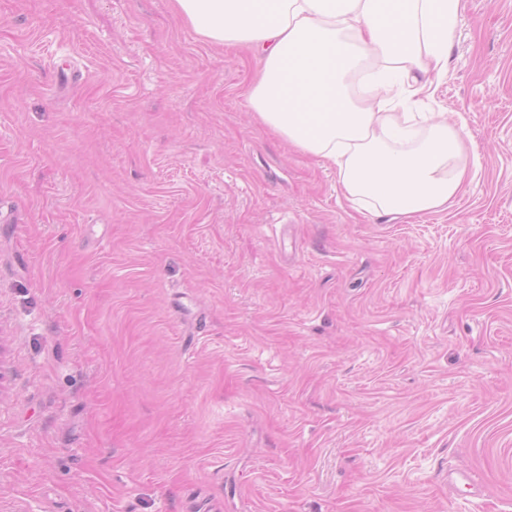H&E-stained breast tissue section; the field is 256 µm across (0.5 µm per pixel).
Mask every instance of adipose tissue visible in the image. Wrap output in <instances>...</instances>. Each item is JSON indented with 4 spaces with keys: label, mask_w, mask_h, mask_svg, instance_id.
Segmentation results:
<instances>
[{
    "label": "adipose tissue",
    "mask_w": 512,
    "mask_h": 512,
    "mask_svg": "<svg viewBox=\"0 0 512 512\" xmlns=\"http://www.w3.org/2000/svg\"><path fill=\"white\" fill-rule=\"evenodd\" d=\"M204 42L261 60L257 120L336 169L350 204L402 219L445 208L473 180L465 120L410 109L448 74L461 0H171Z\"/></svg>",
    "instance_id": "ef3b65f1"
}]
</instances>
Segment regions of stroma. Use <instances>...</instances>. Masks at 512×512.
<instances>
[{"label": "stroma", "instance_id": "obj_1", "mask_svg": "<svg viewBox=\"0 0 512 512\" xmlns=\"http://www.w3.org/2000/svg\"><path fill=\"white\" fill-rule=\"evenodd\" d=\"M258 67L170 0H0V512H512V0H462L476 176L420 219Z\"/></svg>", "mask_w": 512, "mask_h": 512}]
</instances>
